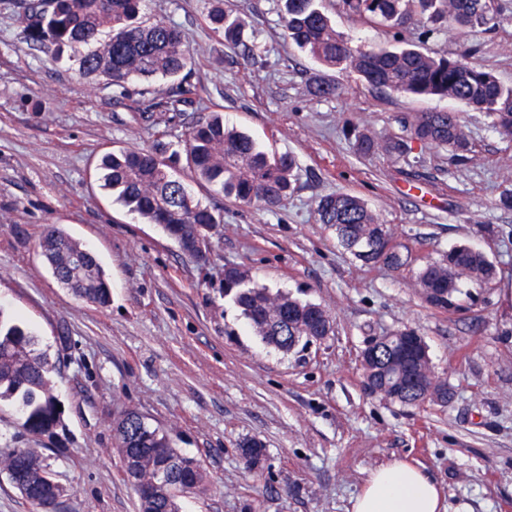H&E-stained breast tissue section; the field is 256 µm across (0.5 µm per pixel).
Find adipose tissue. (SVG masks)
<instances>
[{"mask_svg": "<svg viewBox=\"0 0 512 512\" xmlns=\"http://www.w3.org/2000/svg\"><path fill=\"white\" fill-rule=\"evenodd\" d=\"M352 512H447L437 483L419 464L395 459L373 470Z\"/></svg>", "mask_w": 512, "mask_h": 512, "instance_id": "ef3b65f1", "label": "adipose tissue"}]
</instances>
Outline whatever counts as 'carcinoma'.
I'll use <instances>...</instances> for the list:
<instances>
[{
	"mask_svg": "<svg viewBox=\"0 0 512 512\" xmlns=\"http://www.w3.org/2000/svg\"><path fill=\"white\" fill-rule=\"evenodd\" d=\"M281 22L289 40L322 66L353 73L377 90L417 98L451 99L479 110L504 134L512 135V86L501 84L489 71L471 62L472 46L456 56L431 55L418 45L354 48L336 33L323 0H280ZM146 0H20L23 38L76 62L80 73L104 86L125 89L133 81L173 80L163 104L166 112H181L199 97L184 71L192 64L191 50L180 28L145 18ZM339 9L361 27H384L398 36L420 20L427 37L445 26L468 27L487 33L502 22L500 0H338ZM210 28L224 41L254 56L245 39L246 24L233 0H211L206 14ZM402 135L380 140L353 130L354 151L369 157L398 159L408 141L447 149L457 159L472 152L470 135L460 113L410 112L399 118ZM158 133L148 148L132 147L105 154L100 169L104 187L118 192L129 211L158 225L179 249L199 266L207 265L211 236L223 215L203 204L177 177L182 167L199 184L215 187L238 204L264 209L279 206L293 191L298 163L291 153L271 155L250 136L224 125L220 112L195 121L185 134L183 149L172 150ZM318 222L333 231L340 245L367 267L410 269L418 293L432 309L455 313L463 309L466 282L490 284L496 267L477 248L459 245L437 259L423 260L395 241L390 225L363 199L345 192L322 196L316 203ZM39 248L56 281L72 294L101 308L111 302V288L96 255L48 224ZM224 295L232 298L256 336L265 345L289 353L313 338L334 332L332 313L319 304L257 284L248 268L224 267ZM417 334L395 330L379 342L363 365V375L377 394L403 406L421 407L431 401L424 382L432 372L427 344L418 347L416 380L403 381L404 368L394 362L403 337ZM56 362L39 349L37 336L0 310V402L18 404L22 427L33 435L51 434L61 425L53 375ZM113 450L125 480L138 497L139 512H181L180 498L205 483L200 461L175 448L170 434L148 423L135 410L124 411L112 425ZM247 469L259 466L264 444L247 438L238 444ZM40 512H56L68 489L49 482V463L34 448H14L0 455V473Z\"/></svg>",
	"mask_w": 512,
	"mask_h": 512,
	"instance_id": "cac0c4a2",
	"label": "carcinoma"
}]
</instances>
